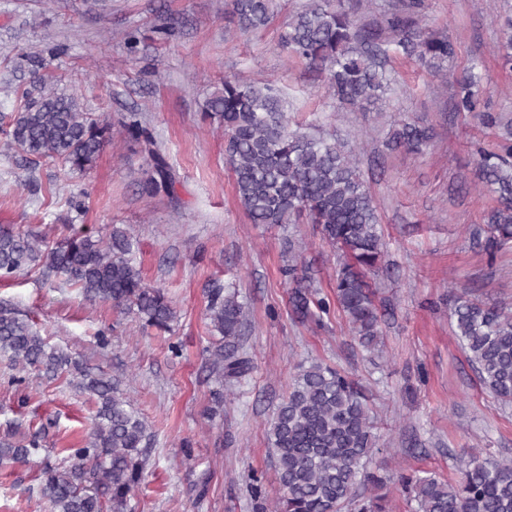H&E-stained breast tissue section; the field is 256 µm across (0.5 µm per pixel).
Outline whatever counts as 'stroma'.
<instances>
[{
	"instance_id": "35a3bbf8",
	"label": "stroma",
	"mask_w": 512,
	"mask_h": 512,
	"mask_svg": "<svg viewBox=\"0 0 512 512\" xmlns=\"http://www.w3.org/2000/svg\"><path fill=\"white\" fill-rule=\"evenodd\" d=\"M309 2L280 0L269 28L242 33L225 0H108L97 15L86 14L82 0H0V130L30 85L29 56L39 53L62 75V89H79L96 117L117 127L139 113L178 176L172 193H143L149 157L117 131L84 173L29 165L0 133V226L57 241L72 228L103 235L121 225L139 243L145 281L164 289L178 310L172 331L145 330L134 314L89 302L64 277L48 281L36 268L0 285V304L26 315L50 344L129 379L131 404L151 433L131 512H253L247 474L263 472L268 492H276L267 423L297 365L311 360L346 370L362 386L379 446L370 469L386 483L390 512H408L400 474L422 470L452 481L459 456L512 457V410L479 384L448 319V295L456 290L512 307V248L491 254L469 235L494 204L466 143L477 119L455 112L453 87L439 86L396 48L388 52L389 116L334 111L318 73L280 44ZM503 4L423 0L416 18L449 37V70L476 67L491 86L490 110L507 116L512 73L494 60ZM166 20L176 26L172 39L151 40L152 28ZM230 74L273 81L296 121L324 122L364 145L361 169L391 262L370 276L385 306L377 352L361 347L339 314L321 327L291 319L290 286L279 273L288 261L286 239L306 243L322 293L330 291L336 259L317 225L254 224L238 203L224 131L201 118L214 84ZM394 118L432 127L421 154L386 150ZM81 193L78 210L71 201ZM227 280L250 307L244 348L254 370L214 417L217 384L202 369L213 342L205 308L208 288ZM11 374L1 358L0 438L26 441L41 428L46 437L31 466L0 469V512H50L38 471L82 441L95 404L66 378L12 386Z\"/></svg>"
}]
</instances>
